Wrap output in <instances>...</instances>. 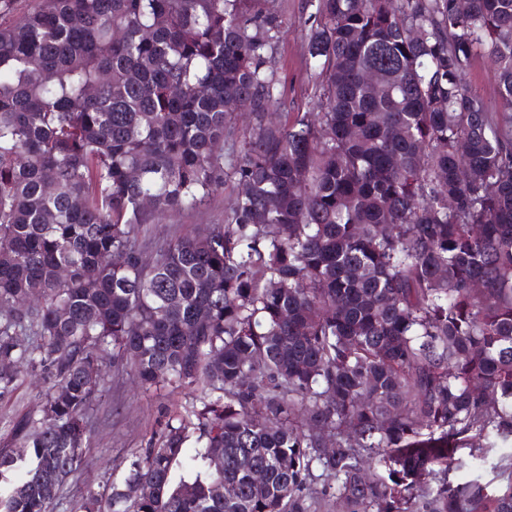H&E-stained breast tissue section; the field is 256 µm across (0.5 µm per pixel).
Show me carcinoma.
Masks as SVG:
<instances>
[{"label":"carcinoma","mask_w":512,"mask_h":512,"mask_svg":"<svg viewBox=\"0 0 512 512\" xmlns=\"http://www.w3.org/2000/svg\"><path fill=\"white\" fill-rule=\"evenodd\" d=\"M313 7L301 112L278 0L0 25V396L20 363L47 384L0 448V512H54L109 360L202 392L111 484L125 512H293L315 461L348 512H512V462L449 478L512 443V0ZM228 182L222 223L143 260V225ZM465 79L484 98L490 109L496 112L498 110V98L493 72L483 62H479L466 73Z\"/></svg>","instance_id":"cac0c4a2"}]
</instances>
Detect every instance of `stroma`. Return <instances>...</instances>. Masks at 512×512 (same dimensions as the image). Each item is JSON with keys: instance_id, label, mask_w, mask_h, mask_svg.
I'll list each match as a JSON object with an SVG mask.
<instances>
[{"instance_id": "obj_1", "label": "stroma", "mask_w": 512, "mask_h": 512, "mask_svg": "<svg viewBox=\"0 0 512 512\" xmlns=\"http://www.w3.org/2000/svg\"><path fill=\"white\" fill-rule=\"evenodd\" d=\"M282 26L273 67L286 85L283 109L296 112L312 92L314 70L306 48V29L312 8L308 0H283ZM231 202L230 193L216 196L189 211H177L144 225L140 235L150 241L188 233L222 220ZM38 376L25 373L13 393L0 397V448L9 446L11 423L25 415L39 417ZM200 394L196 387L143 390L131 366L112 370L107 385L91 414L94 433L86 450V462L65 483L55 512H78L88 492L108 495L111 483L121 481L131 460L171 419L185 416ZM302 512H347L337 492V482L320 464H313L308 488L300 500Z\"/></svg>"}]
</instances>
